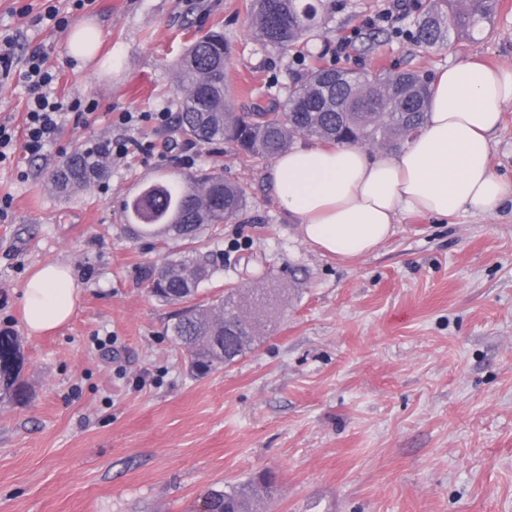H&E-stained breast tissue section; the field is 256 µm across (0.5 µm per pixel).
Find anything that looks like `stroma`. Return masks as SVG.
Wrapping results in <instances>:
<instances>
[{"label":"stroma","instance_id":"stroma-1","mask_svg":"<svg viewBox=\"0 0 512 512\" xmlns=\"http://www.w3.org/2000/svg\"><path fill=\"white\" fill-rule=\"evenodd\" d=\"M249 0H0V32L16 36L0 76V123L22 129L18 73L42 47L57 91L95 101L67 115L59 142L0 164V329L22 338L32 391L0 405V512H191L205 490L271 471L264 512H512V201L450 220L414 215L353 261L307 244L277 205L271 161L240 162L230 146L190 144L174 125L120 124L123 112L177 114L175 61L185 44L223 31L235 111L284 101L301 70L295 52L262 45ZM309 50L370 72L436 75L479 58L512 67V0L489 25L423 50L413 16L380 21L387 0H333ZM68 28L31 24L47 4ZM28 7L21 17L19 7ZM92 23L87 63L70 57L72 29ZM348 40L344 56L336 44ZM131 139L103 179L65 196L49 174L91 142ZM167 143L165 157L144 146ZM223 168L248 207L208 242L219 268L198 302L263 288L284 310L266 338L217 372H189L169 326L174 307L142 278L165 253L126 230L122 198L177 173ZM68 264L82 286L72 318L28 334L22 288L33 270Z\"/></svg>","mask_w":512,"mask_h":512}]
</instances>
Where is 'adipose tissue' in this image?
I'll use <instances>...</instances> for the list:
<instances>
[{"instance_id":"1","label":"adipose tissue","mask_w":512,"mask_h":512,"mask_svg":"<svg viewBox=\"0 0 512 512\" xmlns=\"http://www.w3.org/2000/svg\"><path fill=\"white\" fill-rule=\"evenodd\" d=\"M512 104V67L467 61L439 72L427 120L397 151L309 145L275 158L270 180L280 207L307 243L340 260L385 242L400 216L450 219L495 212L512 181L491 164L493 138ZM80 293L69 266L38 268L23 288V323L37 335L64 325Z\"/></svg>"}]
</instances>
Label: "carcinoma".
Wrapping results in <instances>:
<instances>
[{
	"instance_id": "1",
	"label": "carcinoma",
	"mask_w": 512,
	"mask_h": 512,
	"mask_svg": "<svg viewBox=\"0 0 512 512\" xmlns=\"http://www.w3.org/2000/svg\"><path fill=\"white\" fill-rule=\"evenodd\" d=\"M492 0H428L418 10L414 30L405 36L419 47L436 48L459 38L465 27L491 19ZM250 22L265 45L296 49L318 27L311 0H251ZM231 52L216 30L194 40L176 62L178 88L184 93L176 116L184 136L211 145L230 144L241 161L271 159L288 152L296 137L332 144L380 145L396 149L406 135L421 129L431 97L429 79L417 71H379L317 64L299 73L278 110L256 105L248 117L233 110L227 85ZM107 148L95 143L66 156L51 174L53 188L70 195L106 174ZM248 204L244 186L224 180V172L184 176L144 186L123 200L126 222L136 238L178 247L196 241L216 225L237 219ZM215 269L212 253L171 251L160 265L145 270L150 291L160 302L183 305L170 331L193 372L217 371L251 352L263 339L266 322L248 311L268 307L258 289H232L209 304H189ZM21 339L0 331V402L24 403L30 395L22 379ZM275 477L264 474L233 487L210 488L197 512H260L259 501L273 500Z\"/></svg>"
}]
</instances>
